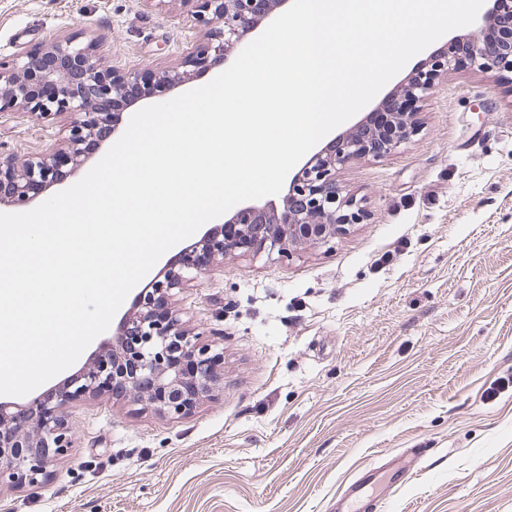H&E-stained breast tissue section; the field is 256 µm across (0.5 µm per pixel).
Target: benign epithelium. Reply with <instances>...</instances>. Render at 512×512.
I'll return each mask as SVG.
<instances>
[{"instance_id": "obj_1", "label": "benign epithelium", "mask_w": 512, "mask_h": 512, "mask_svg": "<svg viewBox=\"0 0 512 512\" xmlns=\"http://www.w3.org/2000/svg\"><path fill=\"white\" fill-rule=\"evenodd\" d=\"M200 26L202 42L188 52L180 68L158 76L147 94H167L206 72L217 60H229L248 44V36L288 0H187ZM512 13V0H491L476 28L467 34L469 63L484 70L512 72V35L499 44L482 40L483 29L502 13ZM456 65L446 47L431 54L397 90L398 112L383 131L362 136L339 135L328 148L313 153L292 173L282 207L273 202H244L225 220L230 233L207 231L192 247L207 252L203 264H183L154 279L134 297L136 313L125 315L113 331L112 357L67 377L55 397L36 396L14 411L0 403V485L37 486L49 479L53 458L72 448L65 417L70 403L100 391L119 389L117 396L146 400L165 418L181 419L211 396L217 382L219 354L211 344L179 327L173 311L160 315L156 306L190 275L211 271L219 256L233 251L277 254L289 258L303 245L325 244L348 224H362L366 212L336 186V167L368 155L391 152L416 132L414 111L404 102H421L436 80ZM135 71L102 64L92 43L68 36L35 50L5 71L0 66V112L11 110L40 118L67 115L69 147L45 152L18 163L0 158V197L27 204L32 184L57 182V168L66 159L77 169L85 162L81 145L106 125L116 127L120 115L137 101L128 98L138 84Z\"/></svg>"}]
</instances>
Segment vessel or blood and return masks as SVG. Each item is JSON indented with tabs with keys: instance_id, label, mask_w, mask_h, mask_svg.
<instances>
[{
	"instance_id": "obj_1",
	"label": "vessel or blood",
	"mask_w": 512,
	"mask_h": 512,
	"mask_svg": "<svg viewBox=\"0 0 512 512\" xmlns=\"http://www.w3.org/2000/svg\"><path fill=\"white\" fill-rule=\"evenodd\" d=\"M419 462L416 449L408 448L398 458L365 470L339 496L336 512H366L371 499L386 497L401 486L418 468Z\"/></svg>"
}]
</instances>
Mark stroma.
<instances>
[{"mask_svg": "<svg viewBox=\"0 0 512 512\" xmlns=\"http://www.w3.org/2000/svg\"><path fill=\"white\" fill-rule=\"evenodd\" d=\"M152 77L202 33L188 0H0V63L66 36ZM391 153L339 167L368 219L293 257L235 252L174 290L217 332L218 381L185 418L72 402L47 485L0 512H329L384 454L418 470L368 512H512V72L450 69ZM68 119L0 112V155L67 148Z\"/></svg>", "mask_w": 512, "mask_h": 512, "instance_id": "stroma-1", "label": "stroma"}]
</instances>
